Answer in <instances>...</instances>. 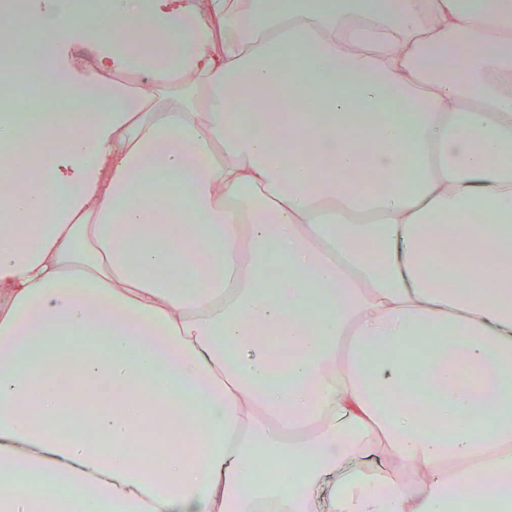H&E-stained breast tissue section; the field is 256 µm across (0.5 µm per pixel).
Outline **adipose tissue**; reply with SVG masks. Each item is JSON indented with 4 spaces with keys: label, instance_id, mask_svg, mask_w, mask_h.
I'll list each match as a JSON object with an SVG mask.
<instances>
[{
    "label": "adipose tissue",
    "instance_id": "ef3b65f1",
    "mask_svg": "<svg viewBox=\"0 0 512 512\" xmlns=\"http://www.w3.org/2000/svg\"><path fill=\"white\" fill-rule=\"evenodd\" d=\"M108 4L0 25L74 106L36 169L0 119V512L512 486V0Z\"/></svg>",
    "mask_w": 512,
    "mask_h": 512
}]
</instances>
